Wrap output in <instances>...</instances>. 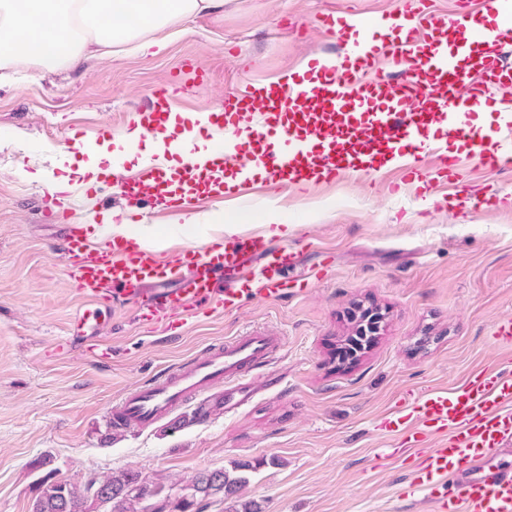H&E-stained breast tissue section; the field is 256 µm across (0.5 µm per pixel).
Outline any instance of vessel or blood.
Masks as SVG:
<instances>
[{
    "label": "vessel or blood",
    "mask_w": 512,
    "mask_h": 512,
    "mask_svg": "<svg viewBox=\"0 0 512 512\" xmlns=\"http://www.w3.org/2000/svg\"><path fill=\"white\" fill-rule=\"evenodd\" d=\"M502 2L460 0L456 14L448 16L429 10L425 0H400L394 14L321 18V26L343 39V51L311 59L303 72L226 95L222 119L206 114L197 121L210 143L208 156L196 157L192 134L184 132L187 157L179 181L220 195L232 165L235 193L250 185L259 167L267 170L270 185L300 188L315 179L359 175L363 160L381 157L420 182L419 158L428 146L441 159L437 175L445 182L459 183L471 164L511 167L512 67L500 53L512 43V12ZM487 104L499 114L493 136L471 144L465 156H449V139L465 135L471 114ZM170 112L166 96L152 94L145 135L169 141ZM244 133L260 145L247 158L235 149ZM273 133L285 139L287 151L264 150ZM170 160V150L156 153L151 164L122 177L116 192L133 206H177L185 193L159 189ZM67 250L73 255L69 276L86 302L73 323L77 330L118 300L149 319L193 317L203 309L229 313L247 297L306 292L324 280L326 269L322 263L303 266L298 252L257 235L213 241L166 264L132 238L101 248L74 224ZM174 266L180 273L172 288ZM279 344V337L262 333L236 338L124 394L112 413L148 428L203 394L214 405L241 407L252 393L236 386V379L269 362ZM218 380L230 383L231 391L210 393ZM404 408L410 423L433 436L411 486L425 512H512V469L485 466L512 444V371L474 370L455 389L410 395Z\"/></svg>",
    "instance_id": "b4317fda"
}]
</instances>
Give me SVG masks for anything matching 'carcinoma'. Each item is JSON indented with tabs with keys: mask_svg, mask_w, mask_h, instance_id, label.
<instances>
[{
	"mask_svg": "<svg viewBox=\"0 0 512 512\" xmlns=\"http://www.w3.org/2000/svg\"><path fill=\"white\" fill-rule=\"evenodd\" d=\"M245 483L222 470H204L175 494L134 469L91 478L81 489L49 475L39 481L32 512H90L92 506L100 512H204L209 500L234 495Z\"/></svg>",
	"mask_w": 512,
	"mask_h": 512,
	"instance_id": "1",
	"label": "carcinoma"
}]
</instances>
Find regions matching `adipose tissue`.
<instances>
[{
    "instance_id": "1",
    "label": "adipose tissue",
    "mask_w": 512,
    "mask_h": 512,
    "mask_svg": "<svg viewBox=\"0 0 512 512\" xmlns=\"http://www.w3.org/2000/svg\"><path fill=\"white\" fill-rule=\"evenodd\" d=\"M0 0V62L26 57L46 67L72 66L100 48L136 39L222 0Z\"/></svg>"
}]
</instances>
